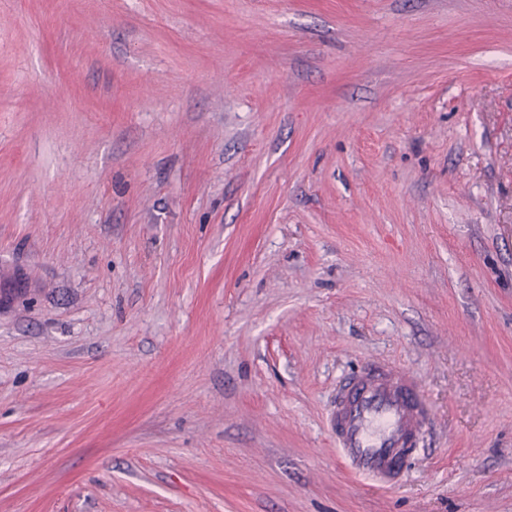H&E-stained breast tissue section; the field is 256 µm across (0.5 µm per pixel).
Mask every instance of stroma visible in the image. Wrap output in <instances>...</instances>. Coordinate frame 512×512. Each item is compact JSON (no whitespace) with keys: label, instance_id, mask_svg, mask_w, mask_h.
Segmentation results:
<instances>
[{"label":"stroma","instance_id":"obj_1","mask_svg":"<svg viewBox=\"0 0 512 512\" xmlns=\"http://www.w3.org/2000/svg\"><path fill=\"white\" fill-rule=\"evenodd\" d=\"M0 512H512V0H0ZM427 418L420 383L409 369L370 364L344 381L329 427L354 473L392 483L406 473Z\"/></svg>","mask_w":512,"mask_h":512}]
</instances>
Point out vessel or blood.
Wrapping results in <instances>:
<instances>
[{
  "instance_id": "1",
  "label": "vessel or blood",
  "mask_w": 512,
  "mask_h": 512,
  "mask_svg": "<svg viewBox=\"0 0 512 512\" xmlns=\"http://www.w3.org/2000/svg\"><path fill=\"white\" fill-rule=\"evenodd\" d=\"M428 418L421 386L401 365H369L343 383L329 412L350 469L379 483L404 476Z\"/></svg>"
}]
</instances>
